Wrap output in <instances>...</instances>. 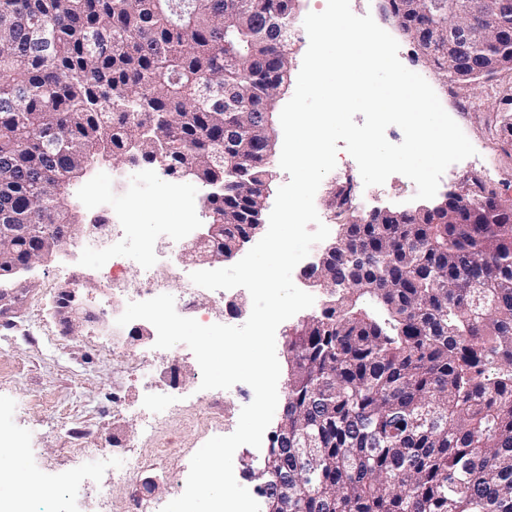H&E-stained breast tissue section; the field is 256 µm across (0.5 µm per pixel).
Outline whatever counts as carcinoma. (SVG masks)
<instances>
[{
	"label": "carcinoma",
	"instance_id": "1",
	"mask_svg": "<svg viewBox=\"0 0 512 512\" xmlns=\"http://www.w3.org/2000/svg\"><path fill=\"white\" fill-rule=\"evenodd\" d=\"M293 0H0V249L9 274L39 234L78 223L85 160L192 177L207 189L210 252L229 260L260 228L270 114L288 82ZM422 0H392L407 35ZM445 78L479 86L512 63ZM228 87L224 108L209 90ZM141 147H130L135 135ZM231 139L239 158L215 159ZM322 308L288 327L287 417L260 512H512V208L471 224L426 214L340 225Z\"/></svg>",
	"mask_w": 512,
	"mask_h": 512
}]
</instances>
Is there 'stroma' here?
I'll return each mask as SVG.
<instances>
[{
    "instance_id": "35a3bbf8",
    "label": "stroma",
    "mask_w": 512,
    "mask_h": 512,
    "mask_svg": "<svg viewBox=\"0 0 512 512\" xmlns=\"http://www.w3.org/2000/svg\"><path fill=\"white\" fill-rule=\"evenodd\" d=\"M327 0H297L294 9V33L288 41L291 75H298L309 39L303 22L308 13L325 9ZM354 14L372 15L375 22L399 43V59L409 70L423 76L436 92L443 108L458 123L476 149L475 156L455 163L443 174L439 194L472 197L485 190L494 194L503 206L512 207V70L479 87L444 80L418 57L410 38L381 10V0H350ZM116 162L99 164L73 190L83 219H90L86 205L88 187L97 186L106 201L116 208H126L131 224L149 233L153 224H177L186 213H193L197 225L205 219L199 204L189 210L179 206L184 191L199 189L198 181L179 178L182 190L173 195L143 199L126 205L108 180ZM351 188L348 205L337 206L340 188ZM415 184L401 174L391 175L383 185L364 187L356 161L346 150H339L337 164L320 184L315 207L331 235H338L341 225L359 220L375 208L405 210L412 208ZM63 276L62 259L37 264L18 289V297L0 326V430L22 441L15 456L20 481L39 475L41 502H53L62 485L76 487L80 494H103L123 503L146 498L158 505L173 500L170 483L153 471L135 479L113 480L104 470L81 471L76 465L84 449H97L102 462L109 463L123 455V446H138L146 435L145 415L137 407L138 383L135 369L148 367L143 358L145 341L131 340L119 357L105 352L102 344L112 335V325L100 319H86L100 293L95 273L80 275L78 293L83 313L76 316L71 331H64L56 312L59 282ZM167 360L181 373L178 388L162 386L171 400L167 418L159 432L168 442L174 468L189 466L190 447L201 436L210 412L207 403L198 401L196 358L183 344L172 347ZM126 402L125 412H115L113 396Z\"/></svg>"
}]
</instances>
